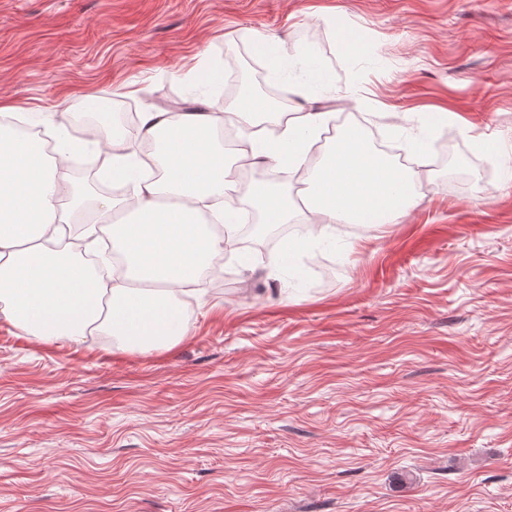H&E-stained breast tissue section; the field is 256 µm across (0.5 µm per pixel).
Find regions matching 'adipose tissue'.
I'll list each match as a JSON object with an SVG mask.
<instances>
[{
	"mask_svg": "<svg viewBox=\"0 0 512 512\" xmlns=\"http://www.w3.org/2000/svg\"><path fill=\"white\" fill-rule=\"evenodd\" d=\"M330 119L306 113L272 140L250 133L251 156L302 171L305 143ZM47 125L52 147L0 124V317L46 342L108 334L122 350L175 346L186 333L184 298L197 296L212 259L238 231L232 171L218 139L223 117L143 112L133 137L94 128L96 144L113 153V179L134 185L133 208L122 199L79 197L62 171L67 126ZM138 137L158 141L160 178L134 164ZM303 173L302 199L261 181L245 204L265 224L291 223L307 209L312 236L327 238L340 224L396 223L422 197L417 175L375 151L358 126L338 132L322 162ZM105 238L125 262L109 282L87 259Z\"/></svg>",
	"mask_w": 512,
	"mask_h": 512,
	"instance_id": "adipose-tissue-1",
	"label": "adipose tissue"
}]
</instances>
